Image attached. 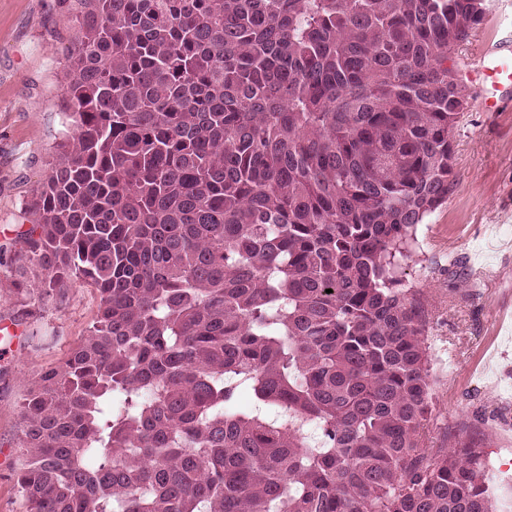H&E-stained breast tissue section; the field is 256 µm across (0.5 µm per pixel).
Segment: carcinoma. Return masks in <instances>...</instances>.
I'll return each mask as SVG.
<instances>
[{
  "mask_svg": "<svg viewBox=\"0 0 512 512\" xmlns=\"http://www.w3.org/2000/svg\"><path fill=\"white\" fill-rule=\"evenodd\" d=\"M76 2L26 244L99 304L21 404L27 512H498L474 440L423 448L402 266L485 0Z\"/></svg>",
  "mask_w": 512,
  "mask_h": 512,
  "instance_id": "carcinoma-1",
  "label": "carcinoma"
}]
</instances>
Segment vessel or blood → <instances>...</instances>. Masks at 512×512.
Returning a JSON list of instances; mask_svg holds the SVG:
<instances>
[{"label": "vessel or blood", "mask_w": 512, "mask_h": 512, "mask_svg": "<svg viewBox=\"0 0 512 512\" xmlns=\"http://www.w3.org/2000/svg\"><path fill=\"white\" fill-rule=\"evenodd\" d=\"M467 76L481 83L485 111H496L504 95L512 93V39L483 47L470 62Z\"/></svg>", "instance_id": "obj_1"}]
</instances>
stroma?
<instances>
[{"instance_id": "35a3bbf8", "label": "stroma", "mask_w": 512, "mask_h": 512, "mask_svg": "<svg viewBox=\"0 0 512 512\" xmlns=\"http://www.w3.org/2000/svg\"><path fill=\"white\" fill-rule=\"evenodd\" d=\"M490 18L457 49L471 60L512 33V0H485ZM72 0H0V512H26L12 479L21 403L59 364L96 313L93 288L76 281L46 294L25 258L27 207L55 160L63 127ZM455 137V185L417 232L405 279L424 307L431 415L425 446L480 440L488 460L512 468V97L483 111L466 85ZM25 282L30 295H20Z\"/></svg>"}]
</instances>
